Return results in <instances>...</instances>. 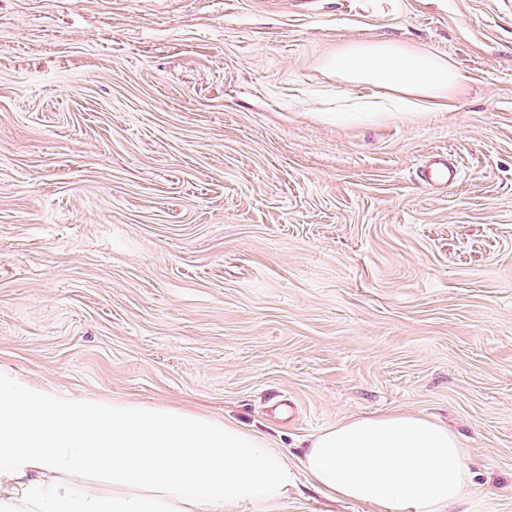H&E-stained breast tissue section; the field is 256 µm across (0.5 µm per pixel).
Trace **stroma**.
I'll list each match as a JSON object with an SVG mask.
<instances>
[{
  "label": "stroma",
  "mask_w": 512,
  "mask_h": 512,
  "mask_svg": "<svg viewBox=\"0 0 512 512\" xmlns=\"http://www.w3.org/2000/svg\"><path fill=\"white\" fill-rule=\"evenodd\" d=\"M383 41L460 86L409 111L327 65ZM0 367L292 463L433 416L469 450L448 512H512V0H0ZM429 183H451L456 179L457 167L450 162L434 161L423 171Z\"/></svg>",
  "instance_id": "35a3bbf8"
}]
</instances>
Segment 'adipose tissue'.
I'll return each instance as SVG.
<instances>
[{"instance_id":"adipose-tissue-1","label":"adipose tissue","mask_w":512,"mask_h":512,"mask_svg":"<svg viewBox=\"0 0 512 512\" xmlns=\"http://www.w3.org/2000/svg\"><path fill=\"white\" fill-rule=\"evenodd\" d=\"M328 64L347 80L399 92L411 108L462 81L448 62L391 43L353 46ZM467 455L436 419L392 411L321 430L298 467L330 498L374 512H447L471 485ZM295 468L230 421L75 401L0 370V512H12L19 496L34 512H279ZM73 471L111 482V495L42 478Z\"/></svg>"}]
</instances>
